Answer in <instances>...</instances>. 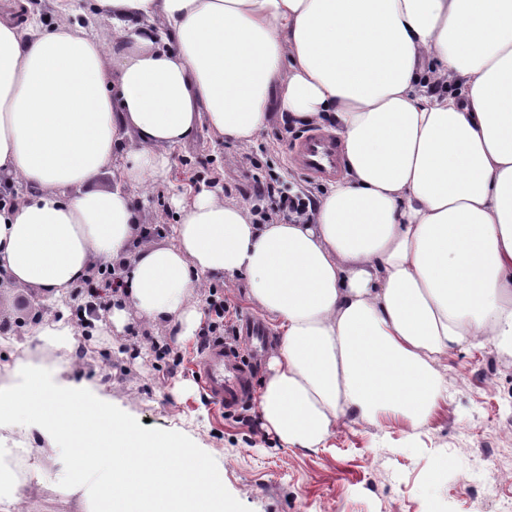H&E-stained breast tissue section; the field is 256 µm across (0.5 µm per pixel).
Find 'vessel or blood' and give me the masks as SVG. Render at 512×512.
<instances>
[{
	"label": "vessel or blood",
	"instance_id": "b4317fda",
	"mask_svg": "<svg viewBox=\"0 0 512 512\" xmlns=\"http://www.w3.org/2000/svg\"><path fill=\"white\" fill-rule=\"evenodd\" d=\"M291 160L299 170L320 180L335 179L342 172L336 137L322 129L299 137L292 147ZM195 371L220 407L233 408L249 395L247 366L223 345L207 348Z\"/></svg>",
	"mask_w": 512,
	"mask_h": 512
}]
</instances>
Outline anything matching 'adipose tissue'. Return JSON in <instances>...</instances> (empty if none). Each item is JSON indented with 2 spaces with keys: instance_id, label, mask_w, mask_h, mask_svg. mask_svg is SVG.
<instances>
[{
  "instance_id": "ef3b65f1",
  "label": "adipose tissue",
  "mask_w": 512,
  "mask_h": 512,
  "mask_svg": "<svg viewBox=\"0 0 512 512\" xmlns=\"http://www.w3.org/2000/svg\"><path fill=\"white\" fill-rule=\"evenodd\" d=\"M26 7L0 9V179L29 188L0 204V279L58 301L93 263L128 265L113 335L151 322L180 343L203 325V278L244 279L279 335L258 411L286 447L348 418L418 426L448 397L450 353H512V0H94L113 48L72 0L34 25ZM276 111L341 144L312 223H254L203 186L172 244H147L137 191L169 181V147L203 126L249 145ZM17 372L0 418L93 449L77 512H223L207 456L92 386Z\"/></svg>"
}]
</instances>
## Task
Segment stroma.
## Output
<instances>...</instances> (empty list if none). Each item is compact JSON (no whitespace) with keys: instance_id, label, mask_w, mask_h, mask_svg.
<instances>
[{"instance_id":"obj_1","label":"stroma","mask_w":512,"mask_h":512,"mask_svg":"<svg viewBox=\"0 0 512 512\" xmlns=\"http://www.w3.org/2000/svg\"><path fill=\"white\" fill-rule=\"evenodd\" d=\"M308 129L276 115L246 147L199 130L170 148L172 177L147 189L143 222L174 224L175 198L214 178L226 198L249 207L258 202V183L272 179L325 189L288 160L290 145ZM40 298L32 288L1 286L0 322L30 324ZM144 340L149 349H141ZM165 348L179 366L158 360ZM198 356L197 340L178 345L163 326L145 324L136 337H100L69 378L101 388L114 411L147 436L177 438L223 467L228 512H495L486 496L490 484L512 497L511 355L453 352L443 371L448 398L425 423L350 420L316 450L283 447L267 433L256 396L230 410L216 407L194 372ZM38 468L28 512H74L68 490L79 477L66 450H47Z\"/></svg>"}]
</instances>
